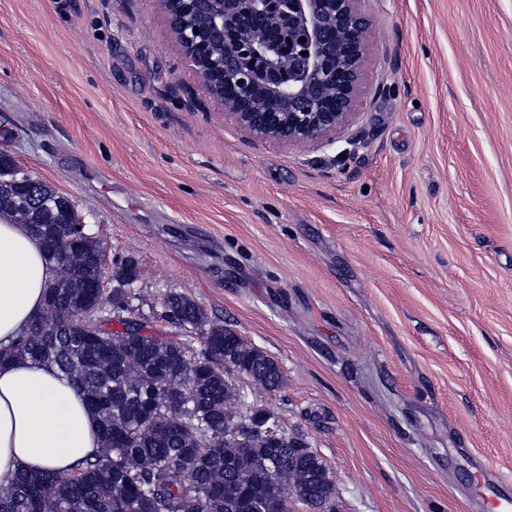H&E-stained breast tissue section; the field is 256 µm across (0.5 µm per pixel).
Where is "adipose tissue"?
Segmentation results:
<instances>
[{
    "label": "adipose tissue",
    "mask_w": 512,
    "mask_h": 512,
    "mask_svg": "<svg viewBox=\"0 0 512 512\" xmlns=\"http://www.w3.org/2000/svg\"><path fill=\"white\" fill-rule=\"evenodd\" d=\"M56 275L26 225L0 220V342L29 324ZM99 450L97 419L57 368L30 359L0 366V486L21 470L66 475Z\"/></svg>",
    "instance_id": "adipose-tissue-1"
}]
</instances>
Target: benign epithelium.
Returning a JSON list of instances; mask_svg holds the SVG:
<instances>
[{"label":"benign epithelium","instance_id":"1","mask_svg":"<svg viewBox=\"0 0 512 512\" xmlns=\"http://www.w3.org/2000/svg\"><path fill=\"white\" fill-rule=\"evenodd\" d=\"M177 45L209 92L253 138L288 146L333 142L354 123L370 53L371 21L361 0H159ZM306 41L293 47L295 30ZM259 82L288 111L267 112L250 91ZM238 95L224 98V86ZM75 224L85 221L76 217ZM73 224V225H75ZM73 225L49 238L64 263Z\"/></svg>","mask_w":512,"mask_h":512}]
</instances>
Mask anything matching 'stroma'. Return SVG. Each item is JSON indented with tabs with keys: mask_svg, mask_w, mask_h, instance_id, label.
<instances>
[{
	"mask_svg": "<svg viewBox=\"0 0 512 512\" xmlns=\"http://www.w3.org/2000/svg\"><path fill=\"white\" fill-rule=\"evenodd\" d=\"M336 143L255 140L158 0H0V150L67 196L148 307L274 358L247 401L330 468L334 512H486L512 471V0H362Z\"/></svg>",
	"mask_w": 512,
	"mask_h": 512,
	"instance_id": "stroma-1",
	"label": "stroma"
}]
</instances>
